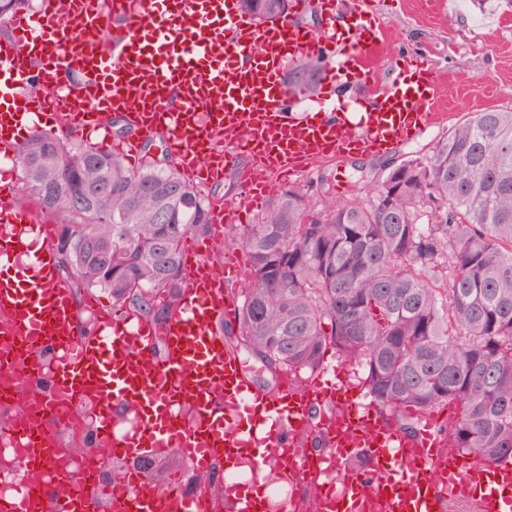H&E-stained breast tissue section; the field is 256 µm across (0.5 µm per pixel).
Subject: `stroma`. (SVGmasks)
I'll return each mask as SVG.
<instances>
[{
    "instance_id": "obj_1",
    "label": "stroma",
    "mask_w": 512,
    "mask_h": 512,
    "mask_svg": "<svg viewBox=\"0 0 512 512\" xmlns=\"http://www.w3.org/2000/svg\"><path fill=\"white\" fill-rule=\"evenodd\" d=\"M376 16L386 26L385 39L369 61L365 82L340 86L337 104L371 103L390 85L403 56L420 59L436 70L448 88L452 120L483 109L512 107V0H488L478 9L471 0H374ZM444 130L431 126L416 140L386 155H350L313 165L297 181L313 192L336 191L338 179L360 190L361 171L386 173L407 158L431 153Z\"/></svg>"
}]
</instances>
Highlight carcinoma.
<instances>
[{
	"label": "carcinoma",
	"instance_id": "carcinoma-1",
	"mask_svg": "<svg viewBox=\"0 0 512 512\" xmlns=\"http://www.w3.org/2000/svg\"><path fill=\"white\" fill-rule=\"evenodd\" d=\"M259 23L290 0H239ZM320 62L287 73L313 90ZM21 204L56 214V266L77 293L163 326L183 301L178 247L209 235L211 200L168 163L35 132L15 157ZM367 198L282 188L240 245L251 282L224 337L273 376L313 371L332 349L364 368L382 409L459 408L449 450L512 458V109L472 112L425 159L369 181ZM330 329H325V326Z\"/></svg>",
	"mask_w": 512,
	"mask_h": 512
}]
</instances>
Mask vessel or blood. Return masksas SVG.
Wrapping results in <instances>:
<instances>
[{"mask_svg":"<svg viewBox=\"0 0 512 512\" xmlns=\"http://www.w3.org/2000/svg\"><path fill=\"white\" fill-rule=\"evenodd\" d=\"M357 13L355 26L328 25L322 38L287 20L257 23L238 0H43L37 13L14 14L0 39V155H16L24 115L80 137L121 112L137 131L113 146L128 165L140 159L141 134H159L187 178L210 184L230 171L243 190L239 203L213 204L210 241L184 238V302L166 326L117 309L83 333L57 274L54 225L0 181V369L42 409L39 425L14 422L4 435L25 449L30 470L55 461L57 424L92 399L93 445L113 459L173 448L200 473L217 458L260 472L277 448L283 476L319 460L316 512H450L456 502L512 512V462L449 451L439 413L418 412L414 433L397 430L355 394L343 366L336 381L320 371L258 391L224 341L235 308L224 282L249 279L235 253L225 252L219 269L207 259L225 224L262 208L277 180L318 160L378 153L444 118L439 78L415 58L355 123L333 108L335 86L314 115L302 92L283 87L288 58L302 50L333 59L332 79L363 66L381 28L368 0ZM119 482L127 491L116 498L90 477L60 472L26 482L0 512H86L95 497L111 512H166L171 501L179 512H204L177 483L154 486L134 472ZM224 498L235 512H267L254 485Z\"/></svg>","mask_w":512,"mask_h":512,"instance_id":"b4317fda","label":"vessel or blood"}]
</instances>
